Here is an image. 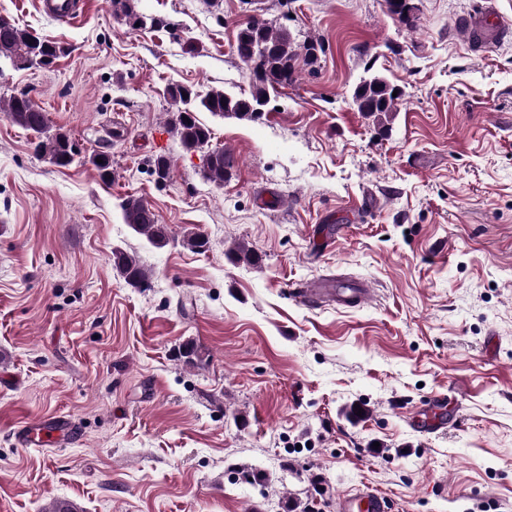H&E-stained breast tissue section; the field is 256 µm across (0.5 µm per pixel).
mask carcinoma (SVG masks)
Listing matches in <instances>:
<instances>
[{"label":"carcinoma","instance_id":"cac0c4a2","mask_svg":"<svg viewBox=\"0 0 512 512\" xmlns=\"http://www.w3.org/2000/svg\"><path fill=\"white\" fill-rule=\"evenodd\" d=\"M120 6L126 25L131 30L146 25L145 17L135 9L134 0H113ZM386 11L397 16L408 26H413L415 6L411 0H384ZM235 49L238 58L253 73L249 93L231 95L222 90L212 89L200 94L194 89L182 91L181 86L173 85L168 89L170 98L178 104L170 125L183 146L188 149L206 150L205 177L217 186L224 185L235 165L233 155L222 148H209L212 132L209 127L196 118V106H201L215 116L236 118L238 120L257 121L264 115L270 95L292 82L296 71V61L303 59L307 66H314L319 54L324 52L323 43L308 39L302 44L293 41L286 29H273L263 19L254 18L241 26L236 34ZM64 54V48L55 41L41 38L19 25L0 18V56L12 60L14 65L21 62L40 67H51ZM397 86L385 77L376 75L361 84L353 92V101L358 111L374 118L384 128L391 114L398 110L403 93L392 96ZM188 97H183V94ZM6 111L12 122L22 129L36 135L35 150L45 153L58 167H68L74 162L76 151L64 133L47 135L48 119L46 113L26 94L13 96L8 100ZM92 164L99 178L109 182L114 176L112 156L100 151L92 158ZM122 218L136 233L145 236L154 246L161 248L167 240L163 225L157 223L155 214L139 197L127 196L121 203ZM237 263L255 265L258 257L255 251L242 244L231 251ZM113 266L120 272L126 283L134 288L150 287V278L139 260L126 252L113 253Z\"/></svg>","mask_w":512,"mask_h":512}]
</instances>
